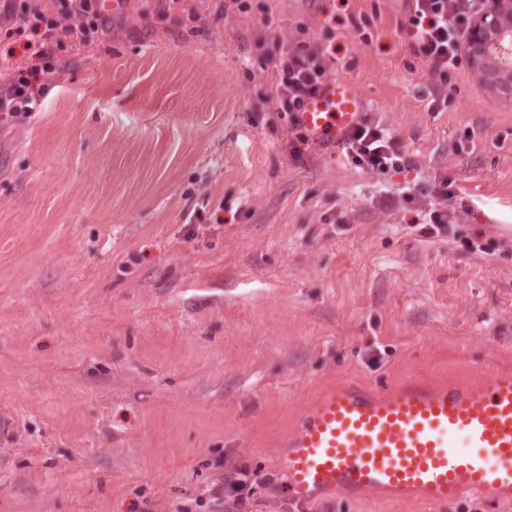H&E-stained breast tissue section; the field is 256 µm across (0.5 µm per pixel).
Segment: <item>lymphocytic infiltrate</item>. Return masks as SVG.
Wrapping results in <instances>:
<instances>
[{"label": "lymphocytic infiltrate", "mask_w": 512, "mask_h": 512, "mask_svg": "<svg viewBox=\"0 0 512 512\" xmlns=\"http://www.w3.org/2000/svg\"><path fill=\"white\" fill-rule=\"evenodd\" d=\"M57 17H48L41 0H0V25L11 32L60 30L63 36L86 41L89 34L108 32L103 0H57ZM487 0H411L409 14L400 31L417 56L428 63L432 78L447 83L452 70L462 62V44ZM276 68L273 99L281 111H299L325 85L329 56L311 41H298L283 49ZM45 92L44 84L32 82L29 74L0 86V126L13 122L19 113L34 111ZM344 157L364 172L380 175L408 168L401 140L370 118H362L340 140Z\"/></svg>", "instance_id": "lymphocytic-infiltrate-1"}]
</instances>
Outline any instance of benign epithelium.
I'll list each match as a JSON object with an SVG mask.
<instances>
[{"instance_id": "benign-epithelium-1", "label": "benign epithelium", "mask_w": 512, "mask_h": 512, "mask_svg": "<svg viewBox=\"0 0 512 512\" xmlns=\"http://www.w3.org/2000/svg\"><path fill=\"white\" fill-rule=\"evenodd\" d=\"M506 41L512 44V0H493V6L477 17L469 32L472 62L491 84L492 60Z\"/></svg>"}]
</instances>
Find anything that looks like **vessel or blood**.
<instances>
[{"instance_id":"obj_1","label":"vessel or blood","mask_w":512,"mask_h":512,"mask_svg":"<svg viewBox=\"0 0 512 512\" xmlns=\"http://www.w3.org/2000/svg\"><path fill=\"white\" fill-rule=\"evenodd\" d=\"M363 110L353 88L335 81L292 120L313 144L334 146ZM283 467L302 500L381 491L441 505L465 492H491L510 502L512 372L494 370L461 386L409 382L382 394L338 386L289 436Z\"/></svg>"}]
</instances>
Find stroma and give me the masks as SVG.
I'll return each instance as SVG.
<instances>
[{
	"mask_svg": "<svg viewBox=\"0 0 512 512\" xmlns=\"http://www.w3.org/2000/svg\"><path fill=\"white\" fill-rule=\"evenodd\" d=\"M250 4L130 0L55 44L38 108L0 128V512H234L209 491L240 470L252 512H512L302 502L281 468L333 387L512 370V97L468 61L434 84L398 30L410 0ZM303 36L408 169L299 144L267 55ZM36 63L0 29V78ZM432 193L435 202L428 212L429 220L424 224H432L436 234L439 235L441 231L445 232L448 229V202H451L456 195L455 190L452 189V183L448 184V179L435 183Z\"/></svg>",
	"mask_w": 512,
	"mask_h": 512,
	"instance_id": "35a3bbf8",
	"label": "stroma"
}]
</instances>
